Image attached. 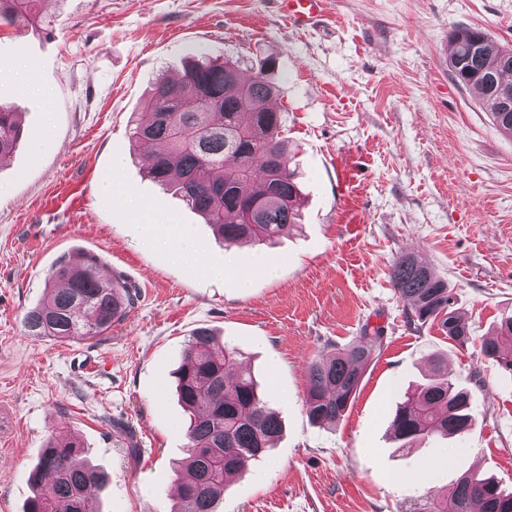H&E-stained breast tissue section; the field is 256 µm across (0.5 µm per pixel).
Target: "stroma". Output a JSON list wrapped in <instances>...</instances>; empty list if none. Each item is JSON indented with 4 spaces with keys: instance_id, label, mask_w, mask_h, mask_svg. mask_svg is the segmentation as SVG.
Masks as SVG:
<instances>
[{
    "instance_id": "stroma-1",
    "label": "stroma",
    "mask_w": 512,
    "mask_h": 512,
    "mask_svg": "<svg viewBox=\"0 0 512 512\" xmlns=\"http://www.w3.org/2000/svg\"><path fill=\"white\" fill-rule=\"evenodd\" d=\"M42 14L39 30L0 26V104L29 131L0 161V512H24L59 432L108 475L95 512H170L187 455L174 372L200 328L238 348L283 423L219 512H420L473 472L512 491V375L480 355L512 313V136L448 74L457 28L512 44V0H325L305 30L278 0H46ZM200 48L247 73L275 63L306 196L275 244L224 247L130 138L156 79ZM405 251L452 288L467 346L410 319L389 278ZM87 253L135 306L91 339L27 335L52 271ZM367 325L385 342L355 399L310 424L308 365ZM437 356L473 426L401 447L393 414Z\"/></svg>"
}]
</instances>
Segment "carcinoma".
<instances>
[{
	"mask_svg": "<svg viewBox=\"0 0 512 512\" xmlns=\"http://www.w3.org/2000/svg\"><path fill=\"white\" fill-rule=\"evenodd\" d=\"M41 0H0V19L44 24ZM506 45L483 29L464 27L451 36L448 73L472 89L499 129L512 136V112L500 111L492 86L512 91V58L490 68ZM274 85L264 71L248 76L239 66L201 54L188 60L177 80L162 78L132 120L131 138L151 147L148 172L181 194L201 213L227 247L243 240L271 242L296 226L303 204L289 167L284 118L270 108ZM23 130L17 113L0 105V159L12 153ZM44 300L23 317L30 336L80 340L102 336L123 320L137 295L123 280L104 279L95 256L52 272ZM395 292L411 305L412 319L437 323L448 339L463 346L468 324L454 309L448 282L415 253L399 255L390 272ZM384 345L383 330L364 328L360 340L309 366L306 411L314 424H333L350 406L365 370ZM481 354L512 374V315L483 340ZM178 398L190 413L188 456L178 470L176 506L171 512H217L226 484L252 459L272 448L282 432L277 414L253 377L240 368L236 348L215 345L212 332L191 336L176 373ZM473 425L471 395L454 387L441 358L429 381L399 404L392 429L404 447L434 433L460 435ZM79 445L53 436L41 449L28 481L38 492L25 512H84L105 488V475L79 459ZM54 488L41 490L43 476ZM512 512V492L476 473L427 498L419 512Z\"/></svg>",
	"mask_w": 512,
	"mask_h": 512,
	"instance_id": "1",
	"label": "carcinoma"
}]
</instances>
